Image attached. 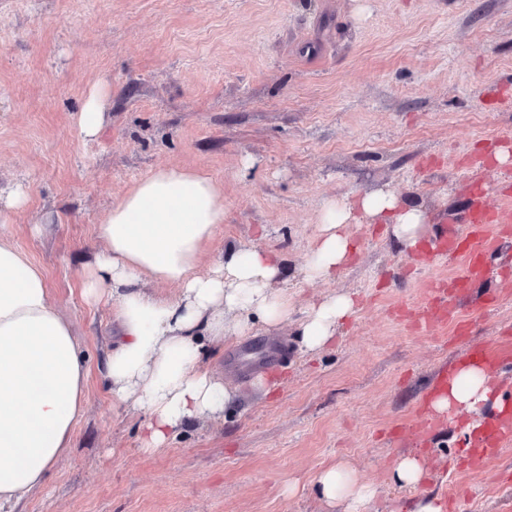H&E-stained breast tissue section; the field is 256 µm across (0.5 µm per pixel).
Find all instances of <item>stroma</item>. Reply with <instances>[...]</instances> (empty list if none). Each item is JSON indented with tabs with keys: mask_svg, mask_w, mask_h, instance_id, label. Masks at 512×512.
<instances>
[{
	"mask_svg": "<svg viewBox=\"0 0 512 512\" xmlns=\"http://www.w3.org/2000/svg\"><path fill=\"white\" fill-rule=\"evenodd\" d=\"M107 85V120L83 139L89 92ZM512 0H0V185L22 209L0 238L38 267L51 304L91 362L105 354L114 306L88 305L83 265L103 251L98 226L138 181L165 167L209 174L224 221L201 255L225 246L280 254L285 321L226 337L211 364L234 413L203 418L156 451L140 411L113 407L99 375L72 441L14 512H341L317 489L342 463L375 497L366 512H512V445L462 457L457 420L418 411L443 363L473 345L512 354ZM420 205L431 230L499 214L490 275L457 318L412 314L461 264L402 250L381 224H352L357 252L334 280L305 266L325 204L377 189ZM358 300L336 339L303 352L310 305ZM273 381L264 391L259 378ZM417 455V486L392 477Z\"/></svg>",
	"mask_w": 512,
	"mask_h": 512,
	"instance_id": "stroma-1",
	"label": "stroma"
}]
</instances>
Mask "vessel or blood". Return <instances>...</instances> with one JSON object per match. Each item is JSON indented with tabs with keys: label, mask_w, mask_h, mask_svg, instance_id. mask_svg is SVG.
I'll list each match as a JSON object with an SVG mask.
<instances>
[{
	"label": "vessel or blood",
	"mask_w": 512,
	"mask_h": 512,
	"mask_svg": "<svg viewBox=\"0 0 512 512\" xmlns=\"http://www.w3.org/2000/svg\"><path fill=\"white\" fill-rule=\"evenodd\" d=\"M494 219L483 210L473 211L468 225L456 232L443 235L441 251L449 262H463L461 275L452 282L436 281L431 289L430 297L421 305L418 315L428 325L445 320L448 316L446 294L455 291L468 293L473 284L486 278L485 257L491 249L494 239L489 228ZM512 444V421L491 414L481 433L473 442V453L476 458L483 459L498 454L501 448Z\"/></svg>",
	"instance_id": "obj_1"
}]
</instances>
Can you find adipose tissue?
I'll use <instances>...</instances> for the list:
<instances>
[{
  "label": "adipose tissue",
  "instance_id": "ef3b65f1",
  "mask_svg": "<svg viewBox=\"0 0 512 512\" xmlns=\"http://www.w3.org/2000/svg\"><path fill=\"white\" fill-rule=\"evenodd\" d=\"M224 220V191L207 175L163 168L141 179L98 226L106 248L87 265L81 290L88 303H114L115 338L99 367L113 406L144 414L141 443L167 446L185 425L223 416L234 393L209 365L210 346L227 335H251L287 319V291L270 289L282 261L273 251L228 246L206 272L199 258ZM382 221L403 250L427 237L421 208L384 191L342 205L328 203L306 274L331 280L355 251L346 227ZM174 285L176 296L147 290ZM355 309L352 296L313 304L300 325L303 347L328 345ZM90 367L71 325L49 301L46 280L26 256L0 239V512L39 487L70 444L88 395ZM487 369L457 371L437 413H477L494 395ZM328 502L359 512L374 496L370 485L339 464L318 476Z\"/></svg>",
  "mask_w": 512,
  "mask_h": 512
}]
</instances>
